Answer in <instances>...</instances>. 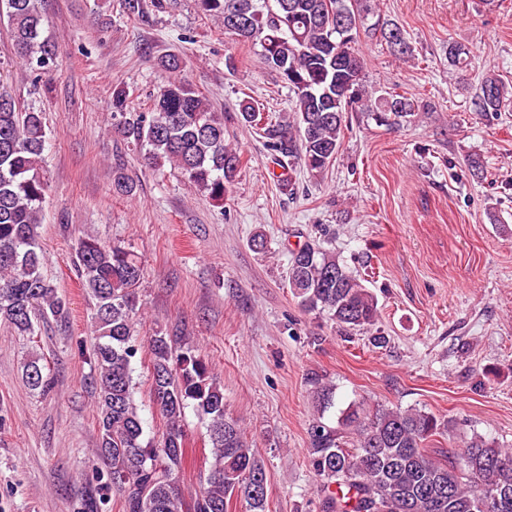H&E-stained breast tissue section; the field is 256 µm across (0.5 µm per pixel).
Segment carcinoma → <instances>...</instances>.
I'll list each match as a JSON object with an SVG mask.
<instances>
[{
  "label": "carcinoma",
  "instance_id": "1",
  "mask_svg": "<svg viewBox=\"0 0 512 512\" xmlns=\"http://www.w3.org/2000/svg\"><path fill=\"white\" fill-rule=\"evenodd\" d=\"M204 14L224 23V33L257 42L265 66L294 94L289 122H266L249 101L240 120L265 139L279 186L292 195L298 171L313 177L333 165L347 128V114L363 112L381 126L395 127L417 116L415 100L395 92L377 97L364 84V58L355 50L360 32L380 36L399 58L413 55L396 39L406 31L377 19L375 0H198ZM16 57L32 73L55 66L54 47L43 37L40 0H0ZM167 79L147 112H129L128 93L112 92V132L144 152L148 165L168 163L216 206L232 190L242 154L226 142L224 114L183 76V59H157ZM505 85L485 77L474 110L501 111ZM48 138L44 113L23 108L0 89V323L22 336L35 325L68 314V303L42 273L40 213L46 182L43 155ZM113 193L133 195L135 185L114 175ZM75 267L92 303L100 453L110 468L122 512H268L267 493L254 491L267 479L266 465L241 426L225 414L224 390L209 364L178 336L156 329L140 336L137 288L144 264L132 250L93 235L77 240ZM288 288L309 313L325 315L349 330H365L378 319L377 301L363 281L319 239L310 237L290 252ZM150 353L149 403L163 426L147 437L134 395V363L140 348ZM28 387L44 394L53 381L40 358L23 365ZM319 413L333 405L319 376L310 379ZM194 405L209 419L211 460L199 488L182 490L188 461L185 409ZM344 430L318 416L309 424L308 457L323 493L322 512H512V448L451 420L418 408L370 409L353 405L342 413ZM452 435L458 451L436 457L428 444Z\"/></svg>",
  "mask_w": 512,
  "mask_h": 512
}]
</instances>
